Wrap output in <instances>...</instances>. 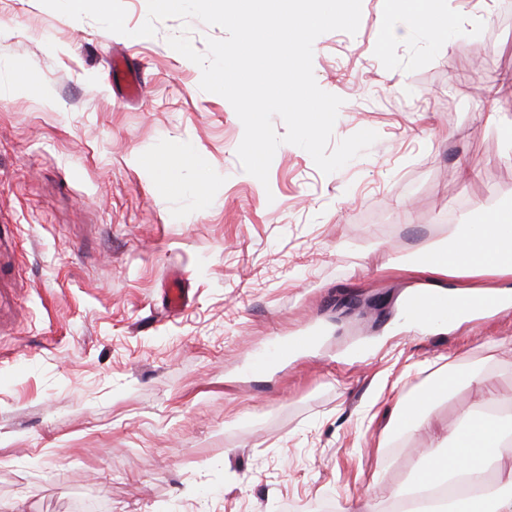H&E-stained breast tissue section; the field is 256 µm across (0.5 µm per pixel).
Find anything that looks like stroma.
I'll list each match as a JSON object with an SVG mask.
<instances>
[{"instance_id":"stroma-1","label":"stroma","mask_w":512,"mask_h":512,"mask_svg":"<svg viewBox=\"0 0 512 512\" xmlns=\"http://www.w3.org/2000/svg\"><path fill=\"white\" fill-rule=\"evenodd\" d=\"M388 8L362 0L356 34L313 45L343 100L334 140L377 141L329 175L280 145L264 184L231 104L168 44L186 27L202 52L223 28L127 37L0 0V512H363L482 392L452 385L384 462L400 397L470 368L512 397V306L426 333L398 271L475 203L512 205V22L504 0H448L450 37L385 42ZM175 273L188 302L170 314ZM312 323L320 350L248 374L274 332Z\"/></svg>"}]
</instances>
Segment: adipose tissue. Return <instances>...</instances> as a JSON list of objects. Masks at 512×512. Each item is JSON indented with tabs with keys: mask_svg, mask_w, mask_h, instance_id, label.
I'll use <instances>...</instances> for the list:
<instances>
[{
	"mask_svg": "<svg viewBox=\"0 0 512 512\" xmlns=\"http://www.w3.org/2000/svg\"><path fill=\"white\" fill-rule=\"evenodd\" d=\"M379 27L385 38H406L417 32L445 37L453 28L446 0H393L391 14ZM452 244L455 258L429 266L410 265L409 274L432 279L512 277V211L477 205L473 223L464 225ZM448 382L433 383L400 400L393 418L403 433L425 425V411L448 393ZM512 410V399L492 393L469 408L466 429L451 428L446 447L420 457L414 467L411 494L399 496L400 512H430L418 506L421 493L447 487L449 497L468 506L467 512H484L483 500L493 502V512H512V434L506 433L494 411Z\"/></svg>",
	"mask_w": 512,
	"mask_h": 512,
	"instance_id": "ef3b65f1",
	"label": "adipose tissue"
}]
</instances>
